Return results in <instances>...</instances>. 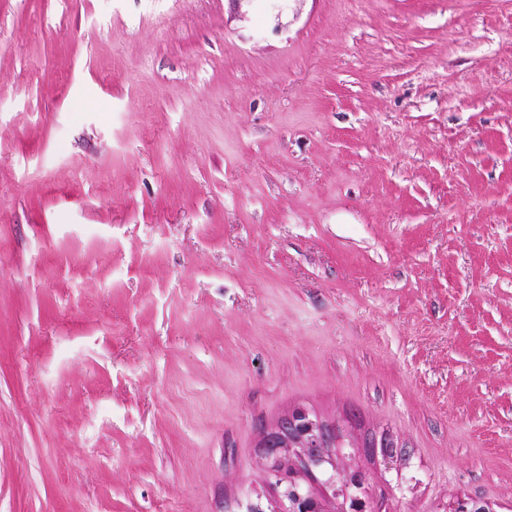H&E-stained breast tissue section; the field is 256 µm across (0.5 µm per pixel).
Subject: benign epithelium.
Instances as JSON below:
<instances>
[{
	"label": "benign epithelium",
	"mask_w": 512,
	"mask_h": 512,
	"mask_svg": "<svg viewBox=\"0 0 512 512\" xmlns=\"http://www.w3.org/2000/svg\"><path fill=\"white\" fill-rule=\"evenodd\" d=\"M339 436L321 419L304 408H294L267 433L264 446L272 449L264 472L267 482L278 489L270 507L257 502L249 512H347L336 506V498L354 497V512H366V502L354 496L361 489V472L357 469L340 477L329 449L336 447ZM324 471L325 493H318L309 482L313 470ZM452 512H496L494 504L480 500H460Z\"/></svg>",
	"instance_id": "obj_1"
}]
</instances>
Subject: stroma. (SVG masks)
Segmentation results:
<instances>
[{
	"mask_svg": "<svg viewBox=\"0 0 512 512\" xmlns=\"http://www.w3.org/2000/svg\"><path fill=\"white\" fill-rule=\"evenodd\" d=\"M296 407L512 512V0H0V512H246Z\"/></svg>",
	"mask_w": 512,
	"mask_h": 512,
	"instance_id": "stroma-1",
	"label": "stroma"
}]
</instances>
